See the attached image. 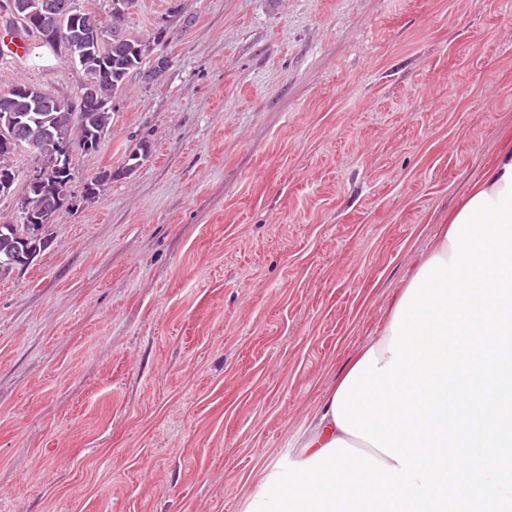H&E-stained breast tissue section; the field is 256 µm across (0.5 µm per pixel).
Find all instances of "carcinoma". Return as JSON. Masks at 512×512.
I'll list each match as a JSON object with an SVG mask.
<instances>
[{
    "instance_id": "carcinoma-1",
    "label": "carcinoma",
    "mask_w": 512,
    "mask_h": 512,
    "mask_svg": "<svg viewBox=\"0 0 512 512\" xmlns=\"http://www.w3.org/2000/svg\"><path fill=\"white\" fill-rule=\"evenodd\" d=\"M136 0H122L120 8L112 9L108 15L81 10L77 26L82 31L106 33L109 29L123 27ZM153 47L150 43L136 38L112 40V47L106 44L83 47V58L77 65L83 68L86 78L92 80L94 91L85 94L80 86L74 98L61 99L47 92L43 95L29 90L31 84L18 83L7 93L0 94V104L21 116L29 118V124L54 135L57 140L68 144V149L78 148L86 155L99 151L95 142L108 133L112 124L113 100L124 93L129 78L137 75L142 78L151 70ZM150 154L147 142L138 143L126 155L123 166L116 169L108 166L99 169L96 176L85 185V200L96 197L101 187L130 175ZM14 152L0 151V180L11 183L8 191H0V205L6 200H14L16 186L20 181L18 172L11 164ZM74 168L65 163L60 169L51 172L46 181L32 186L24 183L21 197L28 198V206L17 201L15 217L8 220L0 213V278L10 276L14 270L27 266V254L37 252L42 244L41 237L33 225L37 224L39 213L54 202L50 214H56L64 205L56 200L55 191L72 182Z\"/></svg>"
}]
</instances>
